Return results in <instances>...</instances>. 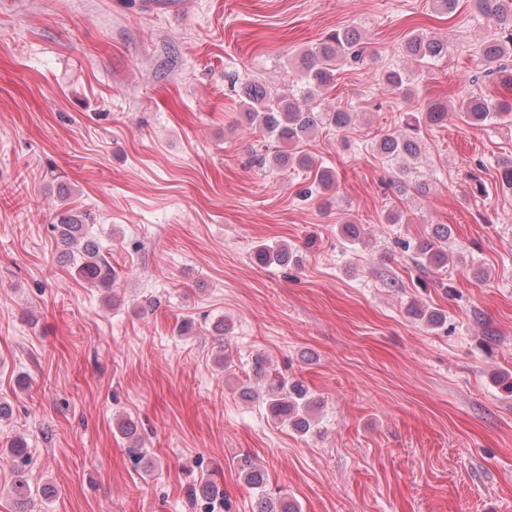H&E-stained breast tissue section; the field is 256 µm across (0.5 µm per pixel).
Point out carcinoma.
I'll list each match as a JSON object with an SVG mask.
<instances>
[{
    "label": "carcinoma",
    "instance_id": "cac0c4a2",
    "mask_svg": "<svg viewBox=\"0 0 512 512\" xmlns=\"http://www.w3.org/2000/svg\"><path fill=\"white\" fill-rule=\"evenodd\" d=\"M475 9L493 20L499 29L498 37L486 42L484 55L499 66L491 71V76L504 89L512 90V0H472ZM363 36L355 28L338 29L325 40L306 49L299 59L303 86L297 91L273 93L258 81L242 83L241 93L245 106L244 117L258 127L259 132L276 142L273 154L257 158L263 165L270 161L282 170L300 168L316 169L317 189L328 190L336 183V173L327 167L316 166V160L297 146L322 129H347L353 120V112L336 108L327 110L317 103L321 90L334 81L341 66L359 58ZM448 52L447 44L436 37L419 31L410 32L404 41L403 53L406 58L432 64L442 59ZM412 71L402 65L384 69L382 83L391 90L409 87L414 81ZM448 102L432 100L424 106L403 113L398 129L386 131L375 140L378 155L387 162L403 161L399 167L397 183L401 191L413 190L419 194L426 192V183L411 181V168L405 165L408 160L416 161L422 155L424 131L448 118ZM457 114L463 121L474 126L497 124L512 116V103L481 94H472L457 105ZM496 184L504 192L512 191V156L496 161ZM90 215L84 211L65 209L56 216L52 225L59 243L63 247L60 257L73 270L74 274L93 286L109 288L114 285L117 274L112 263L101 253L100 246L88 231ZM451 236L449 226L439 224L432 233L421 240L403 242V248L410 251L413 262L424 270H441L450 262L446 249ZM256 259L262 263L288 265L292 253L282 244L270 246L262 244L256 250ZM415 315L424 320L428 327L437 329L448 322V316L436 309H417ZM255 376L266 382L264 392L246 388L243 394L252 399L265 401L271 419L287 424L300 433L310 431L315 405L307 388L299 381L284 377L266 379L264 362L254 364ZM9 454L16 468V477L10 493L16 503L23 505L31 496V489L24 474L27 463L28 444L22 438L13 440ZM239 477L249 486L263 489L267 478L264 469L246 458L238 466ZM193 505L203 506V512H215L211 504L224 500L217 483L210 477H203L190 491ZM258 512H298L296 505L283 499L261 495Z\"/></svg>",
    "mask_w": 512,
    "mask_h": 512
}]
</instances>
